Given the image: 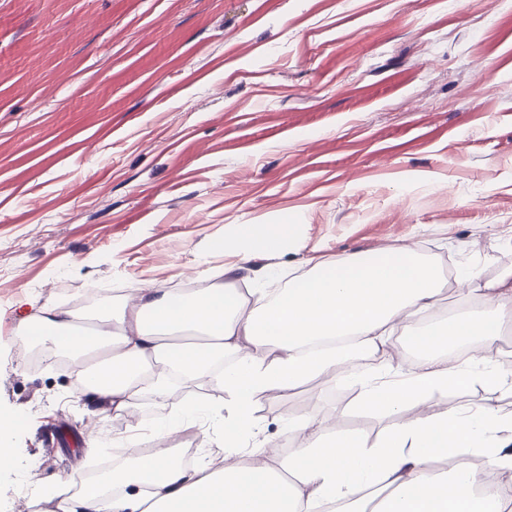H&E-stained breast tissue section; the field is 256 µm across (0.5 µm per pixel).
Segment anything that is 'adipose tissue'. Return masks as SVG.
Wrapping results in <instances>:
<instances>
[{
    "instance_id": "1",
    "label": "adipose tissue",
    "mask_w": 512,
    "mask_h": 512,
    "mask_svg": "<svg viewBox=\"0 0 512 512\" xmlns=\"http://www.w3.org/2000/svg\"><path fill=\"white\" fill-rule=\"evenodd\" d=\"M478 304L429 330L412 320L435 312L439 265L393 246L315 263L265 298L255 289L212 282L201 288H143L135 297L99 293L88 312L43 303L16 335L48 360L69 355L95 409L126 418L136 400H168L206 384L224 368V433L193 465L179 461L175 435L201 426L202 403L127 435L133 455L94 482L77 472L40 486L58 512H512V411L492 404L439 412L434 395L493 385L512 396L499 342L512 321V268L481 279L474 267L455 280ZM401 333L416 353L411 368L355 370L357 360ZM352 367L362 406L390 422L382 438L341 431L309 412L284 421L296 436L287 452L260 436L258 397H279L311 378ZM415 414H406L408 405ZM148 451H140L141 440ZM499 474L497 489L482 473Z\"/></svg>"
}]
</instances>
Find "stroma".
<instances>
[{
  "label": "stroma",
  "instance_id": "obj_1",
  "mask_svg": "<svg viewBox=\"0 0 512 512\" xmlns=\"http://www.w3.org/2000/svg\"><path fill=\"white\" fill-rule=\"evenodd\" d=\"M292 224L294 244L238 239ZM512 0H0V322L91 290L176 288L216 265L245 287L307 259L409 246L441 268H512ZM277 279L265 278L267 269ZM0 335L16 422L0 512L91 471L70 370ZM343 410L352 382L257 402L263 435Z\"/></svg>",
  "mask_w": 512,
  "mask_h": 512
}]
</instances>
